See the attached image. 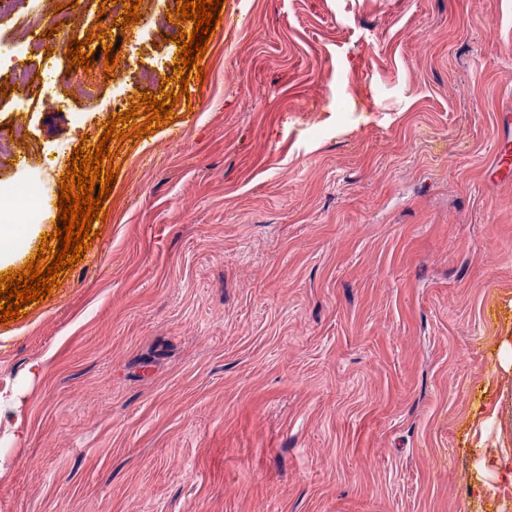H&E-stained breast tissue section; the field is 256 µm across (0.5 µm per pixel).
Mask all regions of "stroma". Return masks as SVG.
I'll return each mask as SVG.
<instances>
[{
  "label": "stroma",
  "instance_id": "stroma-1",
  "mask_svg": "<svg viewBox=\"0 0 512 512\" xmlns=\"http://www.w3.org/2000/svg\"><path fill=\"white\" fill-rule=\"evenodd\" d=\"M58 10L49 84L0 93V186L58 224L74 147L178 45L101 0ZM166 127L126 139L96 236L0 325V512H512V0H222ZM127 53L69 68L74 18ZM87 75L96 99L79 94ZM46 368L28 377L30 362ZM498 124L501 132L496 141L494 165L488 173L494 180L508 185L512 182V123L509 110L499 115Z\"/></svg>",
  "mask_w": 512,
  "mask_h": 512
}]
</instances>
